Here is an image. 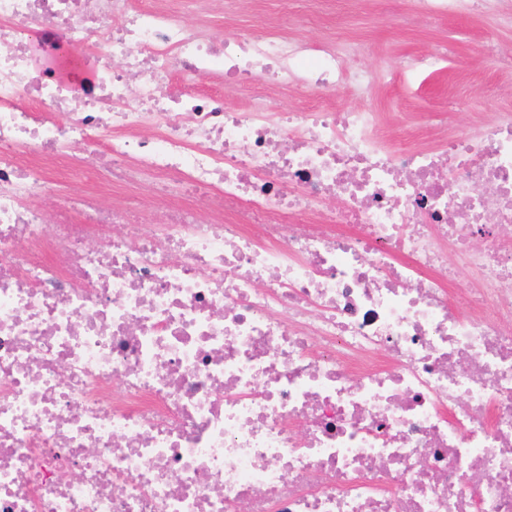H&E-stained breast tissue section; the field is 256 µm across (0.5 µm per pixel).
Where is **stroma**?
I'll use <instances>...</instances> for the list:
<instances>
[{"mask_svg":"<svg viewBox=\"0 0 512 512\" xmlns=\"http://www.w3.org/2000/svg\"><path fill=\"white\" fill-rule=\"evenodd\" d=\"M344 0H288L287 13L264 0H210V31L218 37L232 35L224 13L233 10L239 23L254 28L285 24L288 33L306 44H329L338 35L366 42L369 54L356 57L352 66L370 69L385 61L390 70L410 58L452 46L453 55L443 69L411 89L398 80L376 84L373 103L383 112L392 136L420 138L419 115L443 114L449 100L460 101L456 114L459 129H467L482 117L512 111V72L499 69L484 51L495 42L500 54L512 56V27L501 26L499 11L512 9V0H501L498 11L470 16H451L437 21L418 18L402 27L397 18L407 0H373L365 11L348 16Z\"/></svg>","mask_w":512,"mask_h":512,"instance_id":"1","label":"stroma"}]
</instances>
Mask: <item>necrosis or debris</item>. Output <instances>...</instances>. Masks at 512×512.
Returning a JSON list of instances; mask_svg holds the SVG:
<instances>
[{
  "label": "necrosis or debris",
  "mask_w": 512,
  "mask_h": 512,
  "mask_svg": "<svg viewBox=\"0 0 512 512\" xmlns=\"http://www.w3.org/2000/svg\"><path fill=\"white\" fill-rule=\"evenodd\" d=\"M356 49L0 0V512H512V113L394 139ZM175 68L363 102L237 111ZM80 149L213 211L60 194Z\"/></svg>",
  "instance_id": "4bbe7bcc"
}]
</instances>
